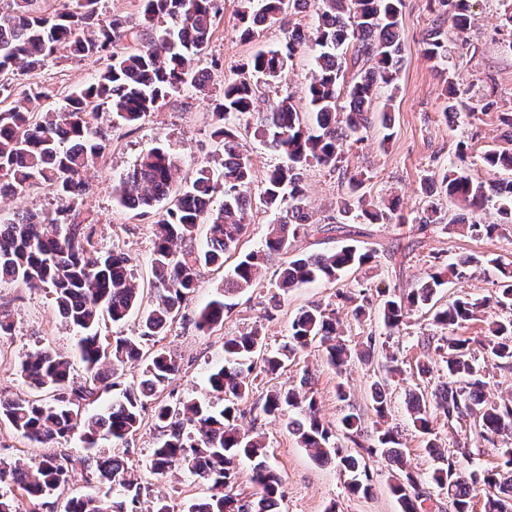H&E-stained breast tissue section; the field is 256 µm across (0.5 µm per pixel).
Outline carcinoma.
Returning <instances> with one entry per match:
<instances>
[{"label":"carcinoma","instance_id":"carcinoma-1","mask_svg":"<svg viewBox=\"0 0 512 512\" xmlns=\"http://www.w3.org/2000/svg\"><path fill=\"white\" fill-rule=\"evenodd\" d=\"M43 0H0V103L14 91L17 73L41 69L57 47L67 45L78 60L99 65L93 81L63 97L58 107L44 102L50 90L30 84L23 103L0 108V197L45 187L59 201L49 214L17 213L0 224V283L28 288H49L59 313L79 333L77 354L86 377L74 382L70 358L37 349L26 354L20 375L35 390L57 392L51 402L41 399L0 398V425L6 424L31 445L51 448L60 439L77 435L85 455L73 458L46 454L34 464L0 460V512H41L44 498L68 483L76 468L88 471L109 486L99 496L72 497L63 512H141L146 487L135 477L124 454L98 449L100 440L128 444L150 419L160 433L150 470L164 476L174 469L189 472L206 484L208 494L191 503L187 512H280L282 479L269 463V448L260 436L241 430L246 412L260 411L278 418L299 447L319 462L335 460L347 476L353 495H367L372 473L367 459L378 456L391 466L390 489L400 512H427L432 490L446 494L453 512H474L473 499L484 491L482 512H512V448L491 470H480L477 440L512 438V397L485 400V369L472 357L478 345L496 365L512 367V261L500 258H460L440 263L426 276L400 292L379 291V320L386 334L405 325L407 315L434 306L448 284L468 278L485 263L497 273L496 288L486 297L460 296L436 309L434 325L448 334L436 346L446 354L448 383L408 393L406 410L425 448L437 465L426 480L408 467L399 433L392 427L368 432L358 413L345 414L336 427L319 416L318 401L309 376L300 386L275 388L249 408L256 376L274 375L311 345L324 348L328 363L340 371L371 356L374 339L349 343L339 331L336 312L321 305L302 310L291 321L288 342L270 350L259 324L224 340V364L215 367L207 382L212 397L164 400L160 392L180 370L176 357L150 342L165 335L184 303L197 288L200 268L232 267L224 286L198 314L196 326L211 330L224 324L231 309L226 297L258 287L268 261L288 255L294 242L311 231L303 170L313 165L338 167L344 144L363 139L370 128L382 88L398 79L403 42L400 16L404 0H317L316 23L307 32L294 27L280 47L257 51L242 64L238 77L224 81L212 101L216 125L212 136L224 155L200 166L184 190L172 194L177 164L163 149L143 153L115 188L117 203L138 216L154 217V252L151 262L153 300L143 304L144 293L132 277L131 257L122 251L100 252L96 224L82 208L88 188L85 173L103 157L110 140L102 124L132 126L166 104L169 95L185 86L209 93V70L199 67L222 15L223 0H141L142 27L128 17L103 15L99 0H62L48 11ZM299 0H239L246 22L243 36L254 37L255 27L284 25L297 13ZM441 14L464 32L471 25L468 0H438ZM132 42L135 47L118 50ZM425 55L440 64L445 57L441 27L428 31ZM313 52L314 73L306 89V110L290 96L269 104L256 128L261 143L283 158L269 170L257 196L244 194L254 177L251 160L238 149L233 119L252 112L261 89L288 78L294 57ZM371 63L351 78L348 66ZM484 162L499 171H512V149L485 152ZM347 190L336 201V223L361 219L368 224L400 222L396 200L377 201L361 192L363 181L343 170ZM442 184L457 208L469 219L447 215L431 201L434 180L421 183L429 198L420 224L461 227L472 237L491 238L502 225L512 224V179L477 183L452 168ZM262 209L274 214L261 248L242 253L248 213ZM208 225L205 247L194 245L197 228ZM372 254L355 245L334 251L298 254L286 261L277 278L280 294L303 285L333 284L350 270H360ZM352 315L368 316L365 293L346 295ZM492 306L499 313L486 316ZM137 312V336H100L97 326L108 319L120 324ZM473 321L485 323L484 335L462 334ZM141 360L136 381L122 385L123 367ZM383 372L370 383L368 395L379 419L386 417L390 379L400 372L396 354H385ZM118 391L112 403L87 417L105 382ZM469 425L472 443L451 451L441 449L434 422ZM346 439L353 448L342 444ZM250 463L254 491L239 489L238 465Z\"/></svg>","mask_w":512,"mask_h":512}]
</instances>
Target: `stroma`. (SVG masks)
Masks as SVG:
<instances>
[{
    "mask_svg": "<svg viewBox=\"0 0 512 512\" xmlns=\"http://www.w3.org/2000/svg\"><path fill=\"white\" fill-rule=\"evenodd\" d=\"M470 13V28L460 32L451 21H439L434 0H405L401 16L404 61L393 92V126L388 131L371 126L363 141L344 147L343 164L361 173L368 195L376 199L399 195L404 223L360 224L350 236L312 232L294 244L295 252L310 253L330 251L349 242L373 254L371 267L333 284L312 283L295 289L272 309L268 302L276 291L275 282L284 262L283 257H275L267 266L262 284L234 297L223 326L210 332L196 328V314L218 291L222 275L201 269L195 292L160 342L181 363L180 373L169 386L170 392L181 398H208L207 376L213 367L224 362L226 337L259 323L268 348H277L286 341L288 326L295 315L319 304L335 310L345 338L356 343L365 336H375L377 347L372 357L354 362L339 374L327 364L320 348L311 347L282 374L258 377L255 395H264L275 385L298 384L306 375L314 385L325 422L337 425L351 410L361 414L370 427L375 415L367 389L385 353L395 352L403 362V374L390 385L388 421L402 429L404 451L413 470L420 476H429L436 463L408 422L406 395L420 382L418 363L429 365L433 381L448 379L441 352L420 346L421 338L440 334L433 324L432 310L426 307L412 311L400 333L390 336L377 319L357 321L350 317L348 303L337 299L336 294L362 290L373 299L378 290L411 284L440 260L465 256L485 261L491 257L512 260V225L491 238H473L455 229H444L440 224L424 229L419 226L425 201L421 182L428 175L443 177L450 166L459 162L458 142H466L469 147L462 162L473 179L490 182L503 177L502 172L484 163L483 155L487 150L505 147V138L512 132L498 120L499 113L512 111V27L504 20L501 0H470ZM436 22L440 23L448 45V59L441 67L424 53V39ZM244 27L237 0H224L223 16L206 50L207 57L220 61L218 70L211 73L212 94L221 92L225 79L234 77L238 67L259 46H274L285 38L281 28L272 26L247 40L242 36ZM97 69V64L69 58L67 51L60 50L40 71L29 77L20 76L15 89L23 91L28 81L34 80L60 98L92 81ZM312 72L311 55L299 53L287 80L266 92L257 113L239 120L238 142L254 164L257 181L281 162L280 156L266 150L253 136L260 111L266 110L268 101L283 96L303 97ZM450 80L455 83L458 110L448 115L444 109L449 99L446 83ZM491 99L496 102L495 109L485 110V102ZM214 122L208 99L193 88H182L169 97L161 110L149 113L134 126L112 130L109 149L87 174L91 190L83 206L96 220L97 247L103 251L118 247L128 252L140 287L149 285L154 225L151 217H138L118 207L112 199L113 189L140 155L154 147L165 149L177 159L175 186L184 188L197 166L218 149L211 136ZM303 180L314 220L326 224L335 216L336 200L345 191L340 172L313 166L304 171ZM1 308L9 312L13 329L11 335L0 337V396L24 397L30 389L18 371V364L25 354L39 348L73 354L78 335L59 315L50 289L1 285ZM340 381L349 388V401H340L336 395V384ZM242 426L266 437L270 462L283 480L282 512H399L389 488L385 462L376 459L371 463V493L353 495L337 463L315 461L298 447L281 422L263 415L249 416L243 419ZM156 437L152 424L144 423L129 440L128 465L149 487L151 495L166 497L175 512H185L192 500L202 496L203 489L192 475L183 471L164 477L151 474L148 464Z\"/></svg>",
    "mask_w": 512,
    "mask_h": 512,
    "instance_id": "obj_1",
    "label": "stroma"
}]
</instances>
